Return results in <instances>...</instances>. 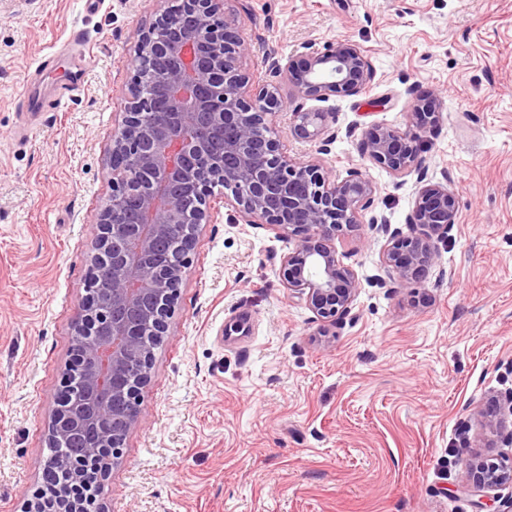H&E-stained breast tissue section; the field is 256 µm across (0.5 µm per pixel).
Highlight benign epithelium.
Segmentation results:
<instances>
[{"mask_svg": "<svg viewBox=\"0 0 512 512\" xmlns=\"http://www.w3.org/2000/svg\"><path fill=\"white\" fill-rule=\"evenodd\" d=\"M157 16L134 49L137 70L129 103L112 133V196L95 217L89 278L112 269L109 320L91 298L82 304L72 340L73 364L66 392L56 401L48 445L66 448L84 432L95 435L82 466L60 462V501L66 512H86L69 499L82 470L107 474L121 442L109 413L138 398L150 382L131 384L128 369L146 350L145 330L170 335L173 304L168 288L179 286L194 247L196 231L211 220L207 199L224 188L230 216L247 224H266L295 241L284 256L282 277L289 290L306 300L317 318L335 323L349 315L359 291L356 272L337 256L336 234L355 235L376 185L358 170L342 180L310 161L290 159L271 116L282 108L276 87L243 67L250 45L224 16V0H155ZM180 4L184 36L169 42L164 27ZM268 70L283 76L310 100L364 92L374 72L363 51L338 40L323 50L268 59ZM414 98L413 131L388 126L369 130L364 153L397 176L417 174V192L405 223L414 231L390 230L382 266L400 288L421 282L436 259V242L458 219L454 190L426 180L420 157L421 132L437 120L441 96ZM294 136L307 141L327 131L326 113L296 112ZM176 225L189 227L175 234ZM466 491L487 507V494L512 483V464L492 458L466 463Z\"/></svg>", "mask_w": 512, "mask_h": 512, "instance_id": "1", "label": "benign epithelium"}]
</instances>
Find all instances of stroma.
I'll use <instances>...</instances> for the list:
<instances>
[{
	"label": "stroma",
	"mask_w": 512,
	"mask_h": 512,
	"mask_svg": "<svg viewBox=\"0 0 512 512\" xmlns=\"http://www.w3.org/2000/svg\"><path fill=\"white\" fill-rule=\"evenodd\" d=\"M153 0H0V512L40 487L55 393L70 363L93 251L112 194V133L128 103L134 47ZM264 75L344 40L374 69L356 96L306 100L280 76L273 117L291 157L377 187L370 214L404 228L416 178L362 153L364 133L408 130V86L442 93L422 135L431 181L455 191L458 222L416 288L381 266L384 235L362 225L336 251L359 278L349 316L317 319L281 277L291 240L227 220L209 203L153 355L141 417L97 498L106 512H475V454H512V0H224ZM82 32L96 57L66 111L27 122L14 107L30 67ZM297 111L327 113L329 145L292 137Z\"/></svg>",
	"instance_id": "obj_1"
}]
</instances>
